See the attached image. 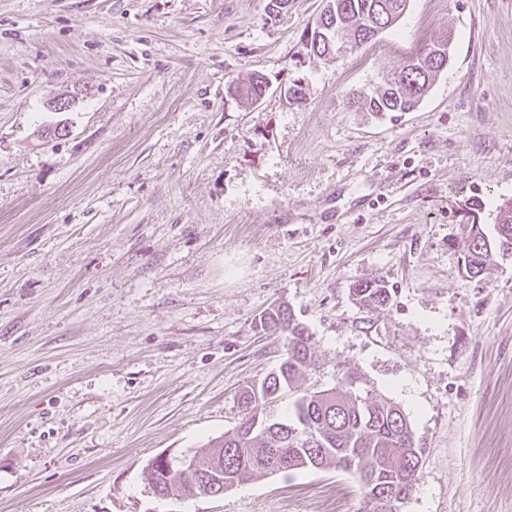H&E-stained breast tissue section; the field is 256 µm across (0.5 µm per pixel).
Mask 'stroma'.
<instances>
[{"mask_svg":"<svg viewBox=\"0 0 512 512\" xmlns=\"http://www.w3.org/2000/svg\"><path fill=\"white\" fill-rule=\"evenodd\" d=\"M267 4L0 0V512H363L333 468L220 497L143 480L238 424L281 304L318 362L279 410L356 371L426 446L401 512H512V257L469 277L458 213L490 226L512 199V0H408L324 58L304 47L323 0ZM445 32L414 111L349 106ZM254 74L258 103L229 94ZM377 278L369 312L350 289ZM351 291L360 305L368 310H378L390 303V292L381 280L362 281L355 284Z\"/></svg>","mask_w":512,"mask_h":512,"instance_id":"35a3bbf8","label":"stroma"}]
</instances>
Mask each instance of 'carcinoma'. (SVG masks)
Wrapping results in <instances>:
<instances>
[{"instance_id":"carcinoma-1","label":"carcinoma","mask_w":512,"mask_h":512,"mask_svg":"<svg viewBox=\"0 0 512 512\" xmlns=\"http://www.w3.org/2000/svg\"><path fill=\"white\" fill-rule=\"evenodd\" d=\"M407 2L325 0L306 46L314 55L324 57L322 35L333 34L335 54L352 52L375 38L369 29L378 22H383L386 30L393 27ZM448 43L449 38L443 36L424 45L401 69L382 73L372 90L352 99V106L374 118L413 110L442 71ZM264 85V80L254 76L235 84V93L239 100L253 104L265 94ZM462 226L467 273L479 276L493 257L512 250V200L498 206L492 231L474 221H464ZM351 291L368 310L383 309L390 303L389 289L381 280L359 282ZM257 327L268 336L282 338L283 351L277 368L241 393V422L215 441L210 452L193 454L199 466L195 483L181 481L156 461L143 468L146 484L159 497L173 491L190 497L212 485L228 490L260 474L333 467L357 476L364 512H393L391 496L408 498L422 474L419 465L425 448L420 440L411 438L414 430L409 415L389 398L362 395L358 389L361 377L346 371L336 386L297 397L289 414L281 416L277 402L315 364V351L307 330L286 307L264 312Z\"/></svg>"}]
</instances>
